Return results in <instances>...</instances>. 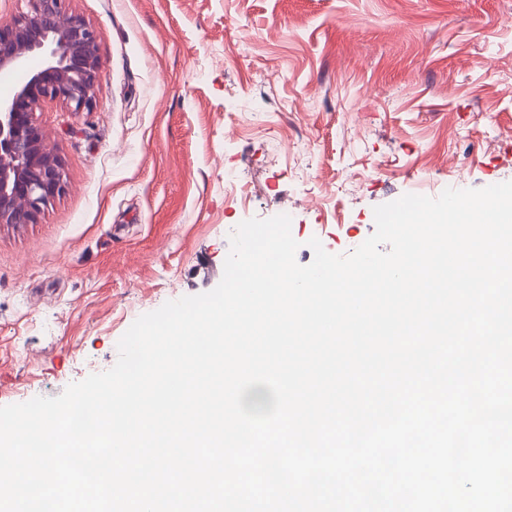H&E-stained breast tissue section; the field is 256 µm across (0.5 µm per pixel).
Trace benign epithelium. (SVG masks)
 I'll return each instance as SVG.
<instances>
[{"mask_svg":"<svg viewBox=\"0 0 512 512\" xmlns=\"http://www.w3.org/2000/svg\"><path fill=\"white\" fill-rule=\"evenodd\" d=\"M0 21V71H25L0 99V224H29L66 187L63 164L35 122L47 101L78 115L97 105L101 28L67 8L69 0H24ZM41 59L36 69L31 58Z\"/></svg>","mask_w":512,"mask_h":512,"instance_id":"obj_1","label":"benign epithelium"}]
</instances>
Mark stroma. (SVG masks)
<instances>
[{
	"instance_id": "stroma-1",
	"label": "stroma",
	"mask_w": 512,
	"mask_h": 512,
	"mask_svg": "<svg viewBox=\"0 0 512 512\" xmlns=\"http://www.w3.org/2000/svg\"><path fill=\"white\" fill-rule=\"evenodd\" d=\"M68 7L104 32L98 103L35 115L67 185L0 226V406L113 367L139 316L220 283L244 220L289 215L307 265L403 194L512 180V0Z\"/></svg>"
}]
</instances>
